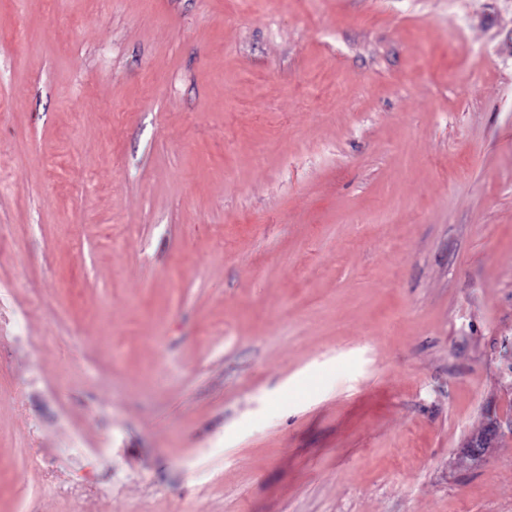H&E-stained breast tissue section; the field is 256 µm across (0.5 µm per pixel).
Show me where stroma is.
Masks as SVG:
<instances>
[{
  "instance_id": "stroma-1",
  "label": "stroma",
  "mask_w": 512,
  "mask_h": 512,
  "mask_svg": "<svg viewBox=\"0 0 512 512\" xmlns=\"http://www.w3.org/2000/svg\"><path fill=\"white\" fill-rule=\"evenodd\" d=\"M512 0H0V512H512Z\"/></svg>"
}]
</instances>
